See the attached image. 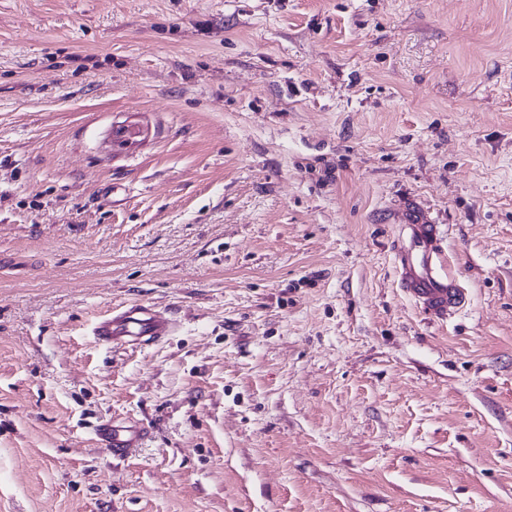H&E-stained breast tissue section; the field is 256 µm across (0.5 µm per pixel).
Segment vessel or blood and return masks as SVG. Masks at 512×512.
<instances>
[{
	"mask_svg": "<svg viewBox=\"0 0 512 512\" xmlns=\"http://www.w3.org/2000/svg\"><path fill=\"white\" fill-rule=\"evenodd\" d=\"M401 236L393 245L399 285L430 318L444 321L465 303L463 288L448 270L445 234L440 225L423 219L410 209L400 226ZM175 321L158 319L149 305L139 303L97 321L93 334L98 342L115 347L147 346L175 333ZM143 428L110 423L95 430L99 444L123 455L137 447Z\"/></svg>",
	"mask_w": 512,
	"mask_h": 512,
	"instance_id": "obj_1",
	"label": "vessel or blood"
}]
</instances>
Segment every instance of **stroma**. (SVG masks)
<instances>
[{"label":"stroma","mask_w":512,"mask_h":512,"mask_svg":"<svg viewBox=\"0 0 512 512\" xmlns=\"http://www.w3.org/2000/svg\"><path fill=\"white\" fill-rule=\"evenodd\" d=\"M0 512H512V0H0ZM393 245L400 288L433 320L445 321L461 308L465 294L448 271V251L440 224L426 221L419 210L408 209ZM176 328L174 320H160L149 305L139 303L97 321L93 335L98 342L112 347H138L172 336ZM144 432V427H126L113 423H101L95 429V436L97 442L112 450L114 455H124L130 448H137Z\"/></svg>","instance_id":"35a3bbf8"}]
</instances>
